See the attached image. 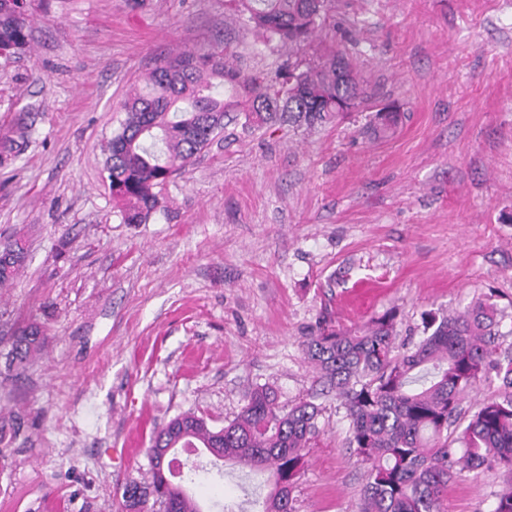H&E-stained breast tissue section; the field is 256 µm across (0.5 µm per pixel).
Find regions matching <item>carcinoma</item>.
I'll use <instances>...</instances> for the list:
<instances>
[{"label": "carcinoma", "mask_w": 512, "mask_h": 512, "mask_svg": "<svg viewBox=\"0 0 512 512\" xmlns=\"http://www.w3.org/2000/svg\"><path fill=\"white\" fill-rule=\"evenodd\" d=\"M334 0H227L241 27L265 43L299 53L325 27ZM32 0H0V51L30 49ZM373 93L360 82L349 53L324 52L312 63L294 61L273 72H249L229 53L192 50L161 55L141 87L120 103L124 119L106 145L105 171L112 198L126 224H146L164 208L155 189L210 148L226 122L244 116L263 126L283 115L313 126L368 103ZM400 106L383 105L382 128L394 126ZM31 134L23 127L0 143V166L16 160ZM27 257L26 241L0 242V286L14 281ZM394 314L354 331L321 323L304 341L317 382L336 393L348 420L347 443L365 468L359 512H443L449 483L464 471L503 472L492 512H512V348L499 343L503 314L490 295L454 314L427 313L423 336L410 348L396 344ZM46 331L22 327L5 356L7 372L25 371L41 351ZM500 382L499 395L479 404L460 426L464 395L481 382ZM321 408L310 400L279 405L269 386L248 393L238 415L214 430L194 412L177 415L152 437L151 481L125 485L119 507L139 512H202L184 489L197 470L173 481L162 455L194 443L217 447L216 459L251 472L272 469L262 512H295L294 490L306 464V449L318 437ZM18 415L0 416V445L20 436Z\"/></svg>", "instance_id": "carcinoma-1"}]
</instances>
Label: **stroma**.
Here are the masks:
<instances>
[{
    "mask_svg": "<svg viewBox=\"0 0 512 512\" xmlns=\"http://www.w3.org/2000/svg\"><path fill=\"white\" fill-rule=\"evenodd\" d=\"M336 19L369 89L403 103L397 129L373 134L366 108L230 124L146 224L122 222L104 170L129 87L172 50L267 71L287 48L232 23L225 0H47L30 51L0 57V139L32 131L0 167V240L28 247L0 288V414L26 426L0 450V512H117L151 477L154 430L189 410L224 426L264 385L322 407L296 512H358L348 421L302 351L319 321L392 311L410 345L423 312L490 293L512 345V0H339ZM31 322L42 353L6 375ZM503 480L465 473L445 512H490ZM185 488L204 512H253L268 491L230 464Z\"/></svg>",
    "mask_w": 512,
    "mask_h": 512,
    "instance_id": "1",
    "label": "stroma"
}]
</instances>
